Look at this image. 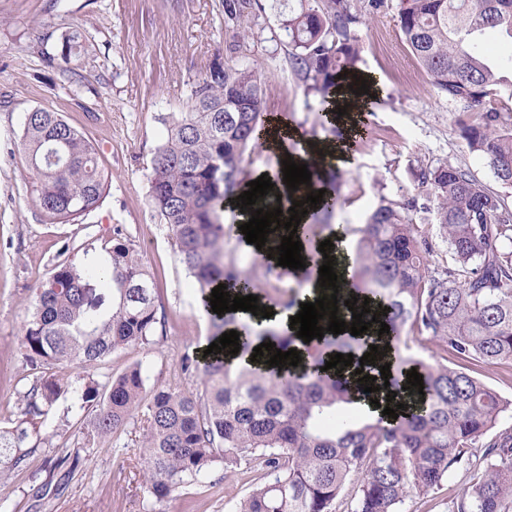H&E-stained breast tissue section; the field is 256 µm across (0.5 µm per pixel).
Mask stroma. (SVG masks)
I'll use <instances>...</instances> for the list:
<instances>
[{"mask_svg": "<svg viewBox=\"0 0 512 512\" xmlns=\"http://www.w3.org/2000/svg\"><path fill=\"white\" fill-rule=\"evenodd\" d=\"M297 5L257 0L252 16L232 23L224 18L223 0H0V427L20 418V397L32 381L19 359L32 289L62 255L78 263L84 251L102 255L117 230L150 273L165 326L149 343L112 353L102 373L116 376L137 367L145 387L162 383L204 392L203 370L183 372L181 359L198 355L213 328L149 205L151 159L167 138L164 117L187 111L192 84L218 63L263 76L265 116L282 118L305 138H331L320 96L306 91L288 66L282 19ZM399 8L400 0H383L354 30L360 68L377 78L382 93L364 112L362 133L349 147L351 167L338 173L341 203L330 222L357 229L381 202H407L411 223L438 242L439 226L418 184L420 170L447 162L488 186L497 181L461 136L476 109L449 103L429 77L403 79L419 64L400 33ZM381 29L393 52L374 43ZM76 30L88 36L89 46L62 57L63 37ZM36 108L61 113L99 146L109 187L79 221L53 222L34 201L36 176L22 156L20 135L25 113ZM448 363L512 401V361L474 365L452 355ZM146 414L139 407L73 469L57 459L86 418L71 399L59 400L44 423L50 440L26 468L0 477V512H233L258 478L244 467L230 476L216 467L169 500H155L138 447ZM474 472L471 465L452 469L429 494L410 493L401 512H449Z\"/></svg>", "mask_w": 512, "mask_h": 512, "instance_id": "35a3bbf8", "label": "stroma"}]
</instances>
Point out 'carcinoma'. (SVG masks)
<instances>
[{
  "instance_id": "1",
  "label": "carcinoma",
  "mask_w": 512,
  "mask_h": 512,
  "mask_svg": "<svg viewBox=\"0 0 512 512\" xmlns=\"http://www.w3.org/2000/svg\"><path fill=\"white\" fill-rule=\"evenodd\" d=\"M252 8V0H224V18L239 23ZM360 19L353 0H299L282 20L290 68L306 90L322 94L324 106L338 74L358 71L353 30ZM399 27L449 101L469 108L502 94L512 98V70L490 64L478 43L489 31L512 37V0H401ZM84 49L82 33L63 38L62 55ZM261 91V78L248 69L210 72L191 87L188 111L163 118L167 139L151 161L149 204L193 279L216 337L235 317L212 312L214 287L233 282L242 297L262 282L273 288L280 280V267L265 260L250 275L236 270L224 252L219 215L241 187L244 156L265 126ZM500 118L489 109L461 134L497 182L512 187V129ZM21 146L37 174L35 201L51 218L73 223L105 196L98 146L59 113H25ZM420 184L456 265L432 266V243L409 223L404 207L391 203L379 205L357 230L350 264L355 291L382 304L396 340L409 326L442 349L435 363L410 356L396 361L423 375L425 395L393 424L361 417L349 378L321 370L327 353L359 349L348 335L326 334L304 347L306 369L295 373L234 368L218 354L205 363V394L163 384L151 391L140 448L156 501L221 461L227 474L243 464L261 471L235 512H336L353 479L351 512H400L411 492H431L450 469L470 462L512 402L448 366V352L488 364L512 360V250L502 249L512 243V204L449 163L423 171ZM106 253V270L66 258L33 289L21 363L38 376L21 395V418L0 428L3 470L24 466L47 440L43 418L69 392L91 415L87 432L60 459L73 468L142 402L139 368L104 380L97 370L113 352L149 343L158 323L153 287L133 244L115 237ZM481 459L450 512H512V433L488 443Z\"/></svg>"
}]
</instances>
